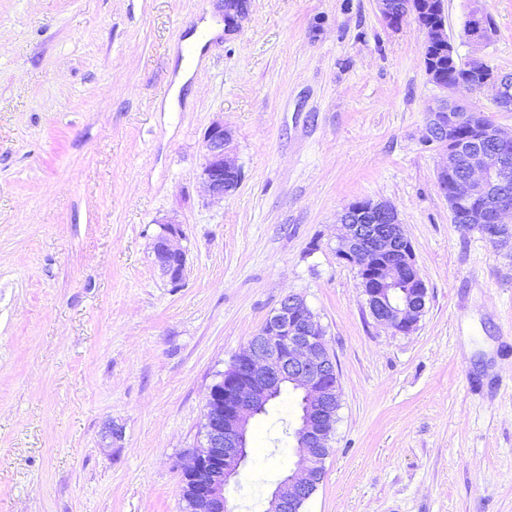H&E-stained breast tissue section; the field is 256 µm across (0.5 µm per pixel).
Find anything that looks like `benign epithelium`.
Instances as JSON below:
<instances>
[{
  "label": "benign epithelium",
  "instance_id": "1",
  "mask_svg": "<svg viewBox=\"0 0 512 512\" xmlns=\"http://www.w3.org/2000/svg\"><path fill=\"white\" fill-rule=\"evenodd\" d=\"M382 20L393 29L413 18L425 35V71L443 91L460 85L479 90L493 85L496 103L512 112V74L499 71L483 58L459 61L448 36L444 0H375ZM463 25L468 42H489L494 26L481 0H468ZM448 51L453 78L441 77L432 59ZM428 140L448 148L446 167L438 172L440 189L451 217L467 224L475 215L483 236L497 244L508 237L502 214L512 212V137L480 111L443 98L426 113ZM232 133L224 122H213L204 136L201 177L212 197L222 199L239 185L241 172L229 154ZM343 233L336 255L358 267L361 293L374 321L408 333L423 316L427 288L415 263L411 242L396 209L371 199L349 204L340 217ZM183 235L179 221L169 218L153 242L155 262L170 282L178 284L186 269V253L173 244ZM290 384L302 397V411L293 429L298 469L281 479L267 500L266 512H300L323 478L328 442L340 408L336 364L325 331L303 296L291 294L249 341L221 379L210 388L203 424L204 443L184 468L195 482L192 512H231L225 487L240 473L249 456L251 421L263 414L280 386Z\"/></svg>",
  "mask_w": 512,
  "mask_h": 512
}]
</instances>
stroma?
I'll return each mask as SVG.
<instances>
[{
    "label": "stroma",
    "instance_id": "1",
    "mask_svg": "<svg viewBox=\"0 0 512 512\" xmlns=\"http://www.w3.org/2000/svg\"><path fill=\"white\" fill-rule=\"evenodd\" d=\"M484 7L488 45L463 36L467 0H444L448 33L512 72V0ZM424 51L375 0H248L229 37L223 0H0V512H185L209 389L290 294L341 399L302 512H512V237L451 221ZM217 120L241 169L220 201L201 178ZM368 198L426 283L407 334L336 256ZM170 216L177 286L152 251ZM296 415L286 392L255 420L232 512H265L295 469Z\"/></svg>",
    "mask_w": 512,
    "mask_h": 512
}]
</instances>
